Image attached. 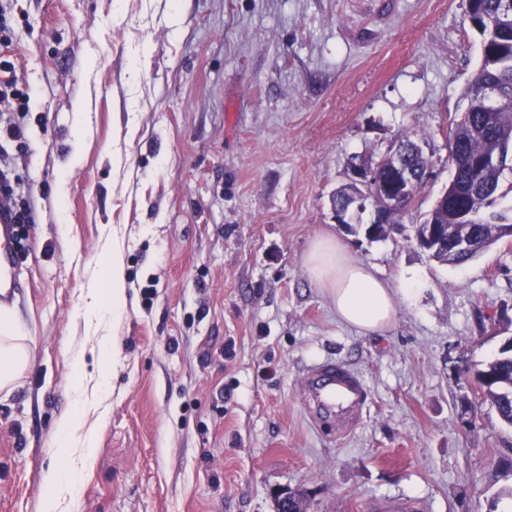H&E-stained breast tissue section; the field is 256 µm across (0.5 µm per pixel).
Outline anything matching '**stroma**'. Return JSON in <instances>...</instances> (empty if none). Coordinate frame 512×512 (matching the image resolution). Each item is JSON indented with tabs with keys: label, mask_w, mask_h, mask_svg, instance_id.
<instances>
[{
	"label": "stroma",
	"mask_w": 512,
	"mask_h": 512,
	"mask_svg": "<svg viewBox=\"0 0 512 512\" xmlns=\"http://www.w3.org/2000/svg\"><path fill=\"white\" fill-rule=\"evenodd\" d=\"M31 89L27 152L0 142L35 210L16 311L33 357L0 392V512H41L72 407L71 351L108 234L126 304L110 416L73 512H512V427L474 373L512 336V241L462 266L347 232L332 196L353 162L419 134L447 185L444 130L479 40L465 0H7ZM84 116H77V108ZM336 234L381 279L414 278L383 332L336 316L303 257ZM325 358L371 401L346 438L312 427L298 381Z\"/></svg>",
	"instance_id": "1"
}]
</instances>
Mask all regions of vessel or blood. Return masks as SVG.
Returning <instances> with one entry per match:
<instances>
[{"label":"vessel or blood","instance_id":"vessel-or-blood-1","mask_svg":"<svg viewBox=\"0 0 512 512\" xmlns=\"http://www.w3.org/2000/svg\"><path fill=\"white\" fill-rule=\"evenodd\" d=\"M17 253L15 227L0 216V302L7 304L17 299L22 286ZM299 391L310 424L340 436L361 425L370 401L363 379L333 358L309 364L300 378Z\"/></svg>","mask_w":512,"mask_h":512}]
</instances>
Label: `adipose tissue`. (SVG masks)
<instances>
[{"instance_id":"ef3b65f1","label":"adipose tissue","mask_w":512,"mask_h":512,"mask_svg":"<svg viewBox=\"0 0 512 512\" xmlns=\"http://www.w3.org/2000/svg\"><path fill=\"white\" fill-rule=\"evenodd\" d=\"M310 278L328 291L337 317L366 334L389 327L396 315L394 285L359 264L345 244L333 234L315 239L304 256ZM97 285L89 289L83 309L85 319L103 320L120 311L126 300V269L121 247L104 254ZM97 368L73 388V408L56 422L54 435L61 465L42 475L45 496L42 512H73L80 494L79 478L92 468L97 431L108 414L109 372L106 363L117 353L112 337L97 339ZM32 350L13 307L0 306V391L13 390L29 366Z\"/></svg>"}]
</instances>
